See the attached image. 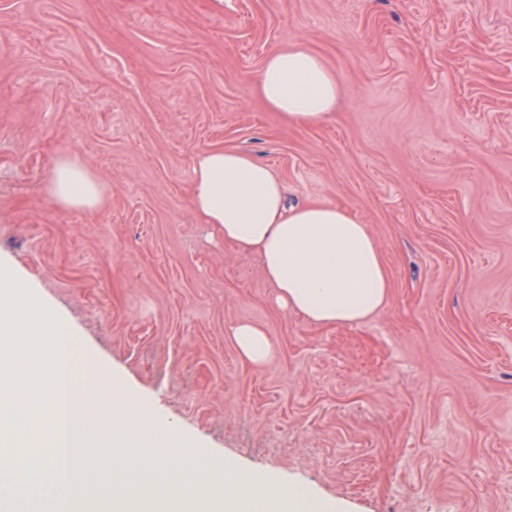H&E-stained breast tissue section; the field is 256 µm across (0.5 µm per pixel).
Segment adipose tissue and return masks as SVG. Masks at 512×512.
<instances>
[{"mask_svg":"<svg viewBox=\"0 0 512 512\" xmlns=\"http://www.w3.org/2000/svg\"><path fill=\"white\" fill-rule=\"evenodd\" d=\"M255 90L271 111L296 126L327 117L342 86L317 53L296 43L265 57ZM46 191L66 210H96L105 203L102 184L73 157L55 164ZM191 207L225 243L254 251L277 302L310 323H358L388 300L390 279L368 226L333 204H288L274 171L245 153L197 152ZM231 335L243 360L254 365L270 360L272 344L264 328L242 322Z\"/></svg>","mask_w":512,"mask_h":512,"instance_id":"obj_1","label":"adipose tissue"}]
</instances>
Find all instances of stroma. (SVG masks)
<instances>
[{
    "mask_svg": "<svg viewBox=\"0 0 512 512\" xmlns=\"http://www.w3.org/2000/svg\"><path fill=\"white\" fill-rule=\"evenodd\" d=\"M343 95L291 127L255 74L294 42ZM349 209L392 288L352 325L277 305L189 205L202 149ZM102 183L58 208L54 161ZM0 266L212 458L345 512H512V0H0ZM248 321L269 363L238 354ZM231 336L243 360L254 365H262L270 360L272 344L264 328L242 322L231 328Z\"/></svg>",
    "mask_w": 512,
    "mask_h": 512,
    "instance_id": "obj_1",
    "label": "stroma"
}]
</instances>
